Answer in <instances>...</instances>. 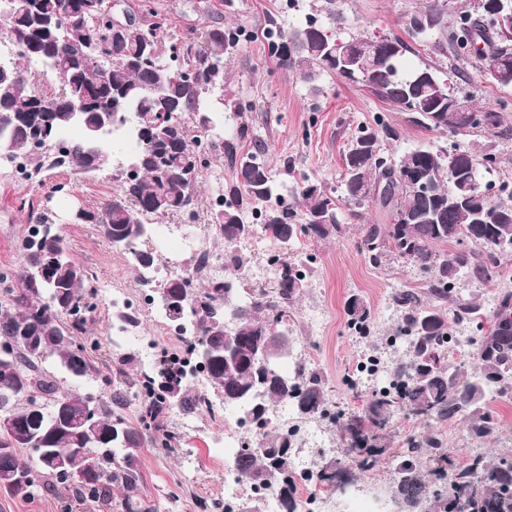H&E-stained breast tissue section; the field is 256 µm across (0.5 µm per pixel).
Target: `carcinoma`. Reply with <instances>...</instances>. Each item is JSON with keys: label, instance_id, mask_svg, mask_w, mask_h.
Segmentation results:
<instances>
[{"label": "carcinoma", "instance_id": "1", "mask_svg": "<svg viewBox=\"0 0 512 512\" xmlns=\"http://www.w3.org/2000/svg\"><path fill=\"white\" fill-rule=\"evenodd\" d=\"M29 2V11L21 15L5 16L0 10L7 33L19 48L8 74L0 75V153L27 162V168L35 172L47 167L85 174L112 165L111 151L101 138L89 136L90 129L98 128L102 134L121 131L136 141L138 147L128 166L113 174L118 188L96 210H76L72 223L95 224L112 245L127 250L141 285H153L157 265L155 259L148 264L141 258L151 233L150 219L181 214L197 205V187L206 168L201 143L212 154L226 158L235 170L243 156L255 169L252 182L237 174L224 185L220 204L213 208L214 237L229 248L227 276L206 277L205 259L195 255L184 272L159 286L183 293L185 319L193 323L196 334L186 357L170 360L163 356L154 370L141 372L135 393L140 403L137 426L125 416L128 392L116 387L109 396L95 399L98 429L85 430L77 421L87 410L90 396L61 391L45 366L52 361L74 378H97L86 348L74 338V333L84 330L87 314L94 309L91 299L96 288L87 269L71 259L62 229L36 217L33 230L21 241V266L0 272V283L15 282V287L5 289L7 306L0 312V339L27 329L38 336L37 345L20 341L8 362H0V391L6 392L0 395V418L30 425L39 416L49 421L58 415L67 417L70 426L49 433L42 428L29 438L0 430V447L12 449L0 454V474L24 476L9 492L36 496L52 492L57 483L70 482L82 500L122 512H157L156 505L142 494L139 450L145 443L154 448L172 447L176 433L170 412L177 407L192 414L206 405L188 387L187 366L198 364L195 351L200 343L224 342V320L235 310L239 328L235 369L224 368L221 360L204 369L228 408L249 405L252 386L259 381L264 384L265 411L254 424L258 430L255 443L238 454L240 470L249 482L278 491L284 512H296L291 477L293 435L271 432L267 425L274 407L293 403L299 392L310 415L323 414L325 380L300 363L291 374L280 364L265 373L257 369L264 352L276 349L281 353L291 346L277 331L288 323V306L305 280L306 267L277 260L274 302L242 293L250 266L232 246L252 233L253 225L242 218L249 208L256 210L264 232L288 250L301 236L326 238L340 232V202L358 208L373 203L388 214L389 224L364 227L358 249L376 260L383 246L423 273L437 270L429 280V293L453 302L445 312L438 306L421 305L418 296L408 290L395 296L396 303L405 308L398 330L408 350L388 366L383 382L370 392L364 412L350 416L344 424L346 455L362 465L379 460L386 453L380 431L401 411L440 421L463 417L468 437L476 442L493 434L498 422L487 408L489 389L512 398V290L499 292L471 365L449 358L448 320L484 317L481 305L455 297L453 286L463 273L478 281L496 278L499 257L512 255V203L494 202L486 193L463 189L450 197L448 187L473 175L482 178L483 169L494 165L495 157L459 145L451 166L448 155L415 146L401 154L398 165L429 174L433 194L424 197L397 180L389 192L368 197L365 187L382 178L377 162L382 150L380 135L397 138L391 127L378 123L363 126L352 136L351 147L370 144L375 152L356 155L349 149L344 154L343 196L336 197L307 178L288 193L260 153L238 152L237 139L243 130L231 138L222 134L224 58L237 46L232 29L213 25L195 42L170 30L149 0H127V12L148 15L151 20L129 30L112 29V54L104 57L96 42L109 29L110 0ZM504 9L512 13V0H477L475 11L450 16L448 0H429L421 13L441 17L431 32L438 44H448L458 58L476 60L484 72L488 60L498 61L508 78L492 81L512 86V42L499 34L498 12ZM265 38L282 66H297L310 79L332 72L359 83L409 113L410 122L418 127L465 135L500 126L497 112L472 107L467 113L458 110L459 91L430 68L406 69L401 57L389 56V44L402 42L399 37H358L344 42L308 20L288 36L272 22ZM37 72L56 75L60 86H37ZM104 112L112 113V122L104 123ZM75 126L81 136L56 151L58 135ZM36 131L46 132L38 147L32 144ZM475 224L484 227L475 239L480 247L477 252L463 247L465 230ZM439 244L454 248L440 253L435 251ZM52 252L58 262L47 274L53 279L48 285L34 273L33 264ZM346 311L354 328L366 327L370 310L363 303L352 299ZM36 443L85 452L61 472L42 466ZM21 450L29 451L32 461L21 459ZM392 498L401 512H423L431 501L443 512H512V456L487 463L476 455L458 469L439 440L430 438L424 446L411 443L396 459Z\"/></svg>", "mask_w": 512, "mask_h": 512}]
</instances>
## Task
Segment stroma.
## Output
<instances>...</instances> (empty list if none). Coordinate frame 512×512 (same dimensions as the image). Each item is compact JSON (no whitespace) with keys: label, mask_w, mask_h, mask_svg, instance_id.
Here are the masks:
<instances>
[{"label":"stroma","mask_w":512,"mask_h":512,"mask_svg":"<svg viewBox=\"0 0 512 512\" xmlns=\"http://www.w3.org/2000/svg\"><path fill=\"white\" fill-rule=\"evenodd\" d=\"M208 13L194 11L191 0H152L151 5L170 29L187 35L220 22L236 26L240 43L224 62V103L232 113L224 126L225 135L245 128L238 142L240 152L261 145L263 158L278 181L294 186L301 177L335 191L340 186L343 156L359 127L384 121L394 128L399 138L386 142L387 153L400 156L414 146L433 152H451L454 145H464L497 159V172L491 183L501 176H512V88L487 80L479 66L459 61L451 50H438L432 40L412 44L408 61L429 67L440 78L451 79L474 106L500 113V132L475 130L457 136L442 130H426L414 126L408 113L382 101L360 84L336 74H321L308 80L294 68H284L270 55L261 34L268 18H275L285 31H293L306 17L315 16L319 24L340 38L406 37L409 18L420 12L425 0H210ZM233 170L226 160H212L200 187L198 219L199 243L216 251L224 244L209 236V201L223 183L229 182ZM66 184L63 192L55 184ZM117 184L110 172L80 177L70 171L55 169L33 178L16 175L0 168V271L17 268L21 261L19 244L27 232L28 213L22 202H33L50 222L62 228L69 251L77 263L92 271L109 298L99 302L88 318L82 342L93 346L97 380L73 381L65 374L57 379L63 390L102 394L113 382L150 365L131 337L113 336L112 325L119 306L127 305L139 312V336L154 341L170 353L183 350L180 340L163 335L156 323V307L143 306L142 288L122 248L111 246L96 225L75 224L74 210L96 209L115 190ZM344 231L326 239L300 237L289 252L292 260L311 258L312 274L289 308L288 326L294 344L304 345L310 365L319 370L332 389V400L340 409L355 411L364 404L363 395L351 390L350 384L361 372L373 346L394 335L402 311L392 301L399 289L413 288L425 293L428 280L406 259L384 254L380 263H372L360 253L357 243L361 229L369 224L386 223L378 208L363 209L361 215L351 210L341 214ZM175 217L158 219L153 241L162 245L159 266L165 274L179 272L191 257L188 247L173 242L177 231ZM237 251L248 258L252 273L247 290L254 297L271 301L276 297L275 272L269 259L280 251L272 239L262 245L237 243ZM363 300L371 312L368 334H360L349 324L346 303L350 298ZM134 354L133 363L122 362L124 354ZM489 407L498 420L496 432L480 448L485 460L492 461L512 454V399L496 393L488 395ZM170 422L181 429L178 448L140 451L143 494L154 502L158 512H200L198 502L224 499V477L229 469L224 464V420L201 411L192 417L173 412ZM309 426L319 428L322 446L308 457L303 466L305 478L295 481L303 492L299 512H390L392 504L386 487L391 469L386 461L364 471L356 462L346 459L339 443L340 423L328 424L309 419ZM436 436L442 439L455 463H465L471 448L465 439V423L461 420H425L404 413L390 422V448L405 447L411 438ZM342 461L348 479L346 489L321 483L316 474L331 458ZM0 512H100L93 502L74 496L70 485H57L55 491L27 498L0 490Z\"/></svg>","instance_id":"stroma-1"}]
</instances>
